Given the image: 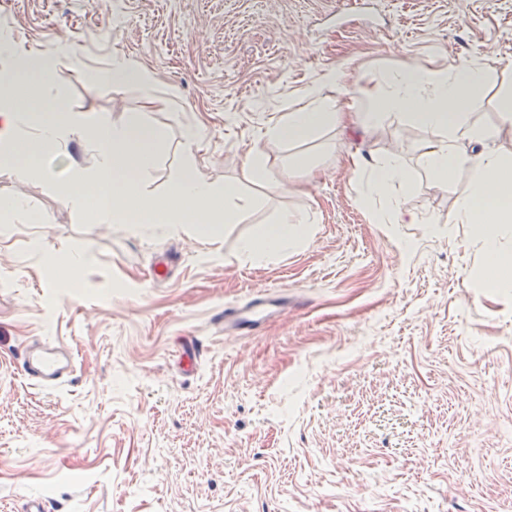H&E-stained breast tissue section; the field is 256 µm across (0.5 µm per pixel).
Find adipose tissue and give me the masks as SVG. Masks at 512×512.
<instances>
[{
	"label": "adipose tissue",
	"instance_id": "adipose-tissue-1",
	"mask_svg": "<svg viewBox=\"0 0 512 512\" xmlns=\"http://www.w3.org/2000/svg\"><path fill=\"white\" fill-rule=\"evenodd\" d=\"M61 61L57 55L35 58L12 43L0 44L1 174L22 180L49 178L45 159L77 142L94 149L96 163L89 169L72 167L59 190L67 203L88 208L95 223L132 228L164 224L175 232L217 241L225 225L240 223L258 206V199L245 194L238 184L219 186L204 176L196 125L188 126L183 135L190 164L172 177L163 195L149 194L145 182L154 167L156 149L165 139L163 130L138 113L109 124L72 110L47 111V104L59 94ZM66 61L83 72L91 86H141L148 104L158 102L149 90L146 71L124 60H113L104 70L87 67L76 55ZM494 77V68L484 58L473 57L440 68L407 64L372 86L361 85L342 68L329 70L325 80L339 87L351 103L363 104L371 119H403L434 133L422 154L424 173L431 183L444 184L459 171L467 172L470 191L459 201L451 221L468 226V243L482 256L485 286L504 288L512 285V249L503 243L512 234V154L468 153L461 148L462 143L488 135L471 122L470 114L481 86ZM339 124L356 127L354 112L337 110L335 99L314 86L302 105L285 113L265 135L278 142H299ZM349 165L364 180L363 201L372 209L374 223L439 224V217L404 211L398 194L410 190L413 182L396 152L370 159L354 156ZM311 234L308 215H285L241 238L238 252L246 259L272 258L303 244Z\"/></svg>",
	"mask_w": 512,
	"mask_h": 512
}]
</instances>
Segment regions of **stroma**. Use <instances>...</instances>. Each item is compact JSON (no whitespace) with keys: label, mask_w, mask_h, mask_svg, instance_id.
Segmentation results:
<instances>
[{"label":"stroma","mask_w":512,"mask_h":512,"mask_svg":"<svg viewBox=\"0 0 512 512\" xmlns=\"http://www.w3.org/2000/svg\"><path fill=\"white\" fill-rule=\"evenodd\" d=\"M1 35L153 74L161 110L144 111L139 87L94 89L66 69L58 99L109 122L142 111L164 130L151 194L188 163L196 119L216 184L254 146L272 175L298 157L313 172L272 196L243 184L260 204L217 242L94 223L56 189L72 162H95L75 143L52 181L0 174V193L38 217L0 234V512L33 495L48 512H512V288L481 287L466 225L447 221L467 172L431 184L419 162L431 133L388 118L305 143L262 136L330 68L374 83L479 54L498 75L472 119L495 128L487 149L512 152L497 109L512 0H12ZM389 150L414 176L403 205L444 218L439 232L370 222L343 160ZM303 210L310 240L239 255L241 237ZM41 231L55 254L89 255L74 287L33 249ZM283 290L287 308L258 332L225 334L224 306ZM56 341L76 370L35 385L17 357Z\"/></svg>","instance_id":"35a3bbf8"}]
</instances>
